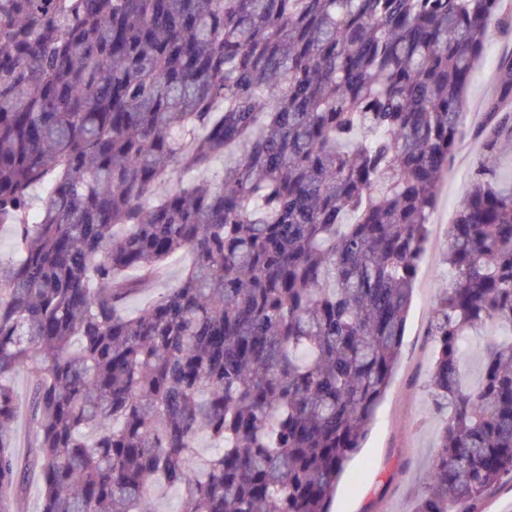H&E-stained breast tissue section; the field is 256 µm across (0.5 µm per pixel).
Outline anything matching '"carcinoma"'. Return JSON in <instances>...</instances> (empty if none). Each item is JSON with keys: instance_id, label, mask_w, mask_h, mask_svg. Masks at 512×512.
Wrapping results in <instances>:
<instances>
[{"instance_id": "obj_1", "label": "carcinoma", "mask_w": 512, "mask_h": 512, "mask_svg": "<svg viewBox=\"0 0 512 512\" xmlns=\"http://www.w3.org/2000/svg\"><path fill=\"white\" fill-rule=\"evenodd\" d=\"M506 0H0V512H329L384 397ZM483 150L512 140V56ZM224 162L219 181L212 165ZM414 512L512 484V182L448 230ZM190 253L181 283L129 297ZM478 379L464 346L487 328ZM32 386L33 462L11 377ZM207 436L214 451H198ZM42 484L39 478L38 469L29 474L19 506L22 512H37L41 505Z\"/></svg>"}]
</instances>
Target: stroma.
Here are the masks:
<instances>
[{"label":"stroma","mask_w":512,"mask_h":512,"mask_svg":"<svg viewBox=\"0 0 512 512\" xmlns=\"http://www.w3.org/2000/svg\"><path fill=\"white\" fill-rule=\"evenodd\" d=\"M509 55L512 32H491L485 56L465 90V135L441 179L397 368L362 448L340 476L330 512H411L423 491V475L434 457L439 426L423 391L434 352L428 324L437 301L453 280L443 262L447 230L471 186L474 163L481 154L477 132L486 121L487 100L498 92L497 63ZM190 262L185 255L163 265L157 278L131 297L126 305L128 314H137L166 289L178 286Z\"/></svg>","instance_id":"1"}]
</instances>
